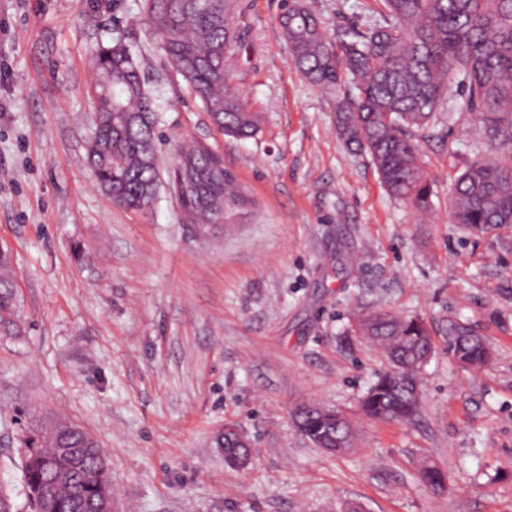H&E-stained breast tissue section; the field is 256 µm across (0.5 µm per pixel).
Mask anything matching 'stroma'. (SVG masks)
<instances>
[{"label":"stroma","mask_w":512,"mask_h":512,"mask_svg":"<svg viewBox=\"0 0 512 512\" xmlns=\"http://www.w3.org/2000/svg\"><path fill=\"white\" fill-rule=\"evenodd\" d=\"M327 32L365 29L373 0H315ZM281 0H240L231 82L260 116L225 137L144 20L142 0H0V245L13 257L19 335L0 336V485L32 512L24 439L57 416L104 449L112 512H512V227L484 236L448 219V185L483 143L452 113L422 142L433 186L419 214L392 197L334 123L337 90L293 66ZM130 48L158 114L160 185L148 208L112 204L86 147L98 44ZM224 159L252 200L232 227L185 223L166 187L176 143ZM417 316L435 348L410 422L367 417L386 367L359 314ZM483 336L467 369L450 331ZM318 403L352 423L336 456L295 429ZM236 424L252 460L218 435ZM434 462L447 489L425 487ZM234 429H238L235 425L224 426V436L220 448H224V460L231 468L239 469L247 457L250 456V448H236ZM239 430V429H238Z\"/></svg>","instance_id":"1"}]
</instances>
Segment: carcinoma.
I'll return each instance as SVG.
<instances>
[{
    "label": "carcinoma",
    "instance_id": "obj_1",
    "mask_svg": "<svg viewBox=\"0 0 512 512\" xmlns=\"http://www.w3.org/2000/svg\"><path fill=\"white\" fill-rule=\"evenodd\" d=\"M381 22L358 31L326 34L308 0H284L281 28L290 58L310 83L347 89L336 104V131L354 153L367 156L387 190L425 213L431 183L422 168L419 139L445 101L475 113L482 138L493 151L463 162L448 188L450 223L476 235L512 225V0H373ZM148 26L212 123L226 136L247 139L259 130V115L230 85L226 63L241 44L235 24L237 0H144ZM97 78L90 95L97 127L87 152L98 187L128 209L146 208L158 188L156 113L128 46L98 45ZM191 209L189 224L218 220L215 200L229 215L251 204L230 172L217 167L215 151L196 139L176 144L168 188ZM9 250L0 247V335L20 330ZM359 333L377 345L388 368L367 389L364 413L382 421H410L420 406L421 370L434 349L419 317L386 311L359 315ZM454 354L471 367L489 359L485 342L465 327L452 336ZM299 434L334 454L354 444L351 422L339 411L303 405L292 415ZM56 420L31 430L25 473L45 487L56 512H98L107 472L92 482L105 451L81 429L65 432ZM234 425L224 426V460L239 469L250 449L235 443ZM422 482L446 486L434 464H421Z\"/></svg>",
    "mask_w": 512,
    "mask_h": 512
}]
</instances>
